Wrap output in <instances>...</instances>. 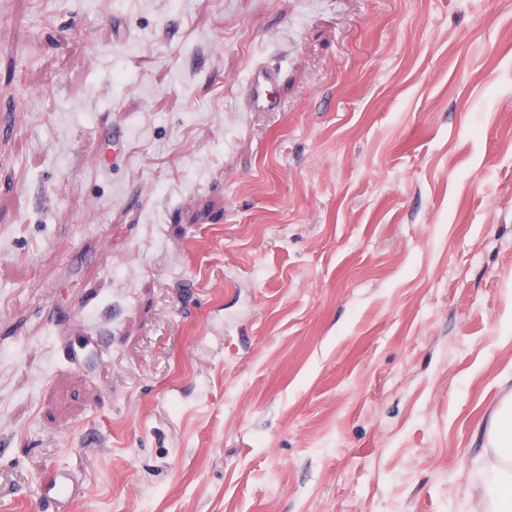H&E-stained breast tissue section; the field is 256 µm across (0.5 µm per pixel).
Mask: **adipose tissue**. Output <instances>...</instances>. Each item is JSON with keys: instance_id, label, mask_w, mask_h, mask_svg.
<instances>
[{"instance_id": "obj_1", "label": "adipose tissue", "mask_w": 512, "mask_h": 512, "mask_svg": "<svg viewBox=\"0 0 512 512\" xmlns=\"http://www.w3.org/2000/svg\"><path fill=\"white\" fill-rule=\"evenodd\" d=\"M483 465L493 479L479 491L478 512H512V394L491 417Z\"/></svg>"}]
</instances>
